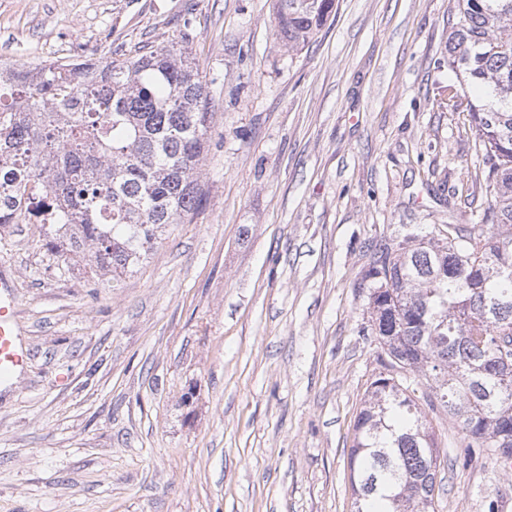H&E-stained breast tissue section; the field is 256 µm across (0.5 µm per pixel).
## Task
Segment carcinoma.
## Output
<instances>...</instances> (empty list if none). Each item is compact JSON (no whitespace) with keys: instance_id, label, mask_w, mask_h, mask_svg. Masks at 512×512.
I'll list each match as a JSON object with an SVG mask.
<instances>
[{"instance_id":"1","label":"carcinoma","mask_w":512,"mask_h":512,"mask_svg":"<svg viewBox=\"0 0 512 512\" xmlns=\"http://www.w3.org/2000/svg\"><path fill=\"white\" fill-rule=\"evenodd\" d=\"M448 63L485 92L468 121L486 207L452 238L381 243L363 281L391 367L354 426L351 487L361 512H429L441 465L410 395L425 380L469 448L512 459V0H457ZM277 35L311 43L336 0H276ZM0 224L42 222L47 250L90 257L91 273H133L163 229L200 203L213 112L178 41L122 59L0 62Z\"/></svg>"}]
</instances>
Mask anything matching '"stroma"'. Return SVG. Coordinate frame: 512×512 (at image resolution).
<instances>
[{
    "mask_svg": "<svg viewBox=\"0 0 512 512\" xmlns=\"http://www.w3.org/2000/svg\"><path fill=\"white\" fill-rule=\"evenodd\" d=\"M457 0H339L301 52L273 0H0L10 61L186 42L212 97L199 207L133 274L91 275L0 224L26 364L0 385V512H355L348 453L390 372L371 247L476 224L468 115L448 106ZM416 400L434 512H512V469Z\"/></svg>",
    "mask_w": 512,
    "mask_h": 512,
    "instance_id": "obj_1",
    "label": "stroma"
}]
</instances>
